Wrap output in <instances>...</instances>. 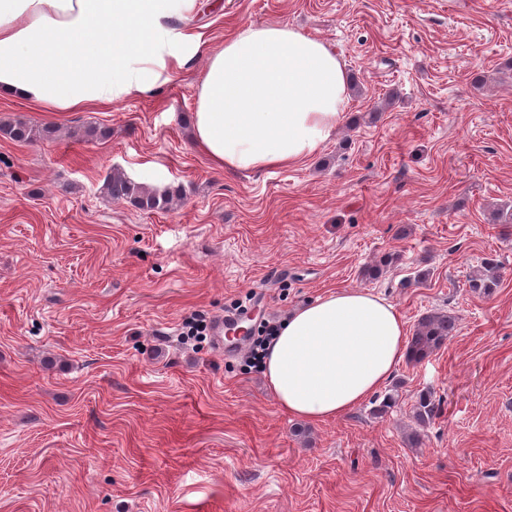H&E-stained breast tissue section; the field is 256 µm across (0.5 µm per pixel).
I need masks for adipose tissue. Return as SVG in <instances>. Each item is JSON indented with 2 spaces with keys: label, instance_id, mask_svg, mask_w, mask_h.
Segmentation results:
<instances>
[{
  "label": "adipose tissue",
  "instance_id": "1",
  "mask_svg": "<svg viewBox=\"0 0 512 512\" xmlns=\"http://www.w3.org/2000/svg\"><path fill=\"white\" fill-rule=\"evenodd\" d=\"M199 0H0V98L76 112L144 94L201 49L176 22ZM341 61L288 25H252L209 52L195 87L193 142L230 173L295 165L342 124ZM407 323L365 291L337 290L285 319L263 359L290 416L338 418L401 364Z\"/></svg>",
  "mask_w": 512,
  "mask_h": 512
}]
</instances>
